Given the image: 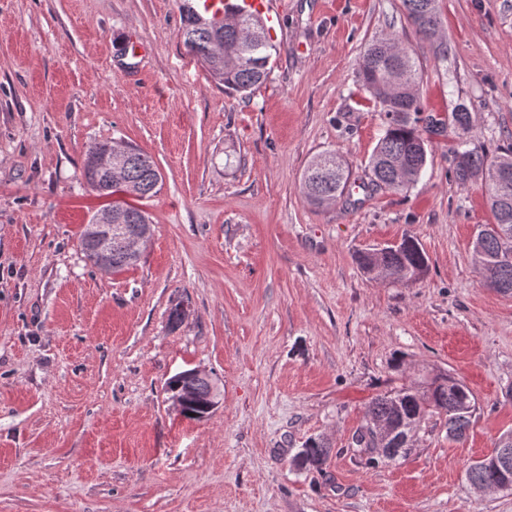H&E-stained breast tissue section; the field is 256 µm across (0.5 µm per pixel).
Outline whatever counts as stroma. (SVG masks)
Wrapping results in <instances>:
<instances>
[{
	"mask_svg": "<svg viewBox=\"0 0 512 512\" xmlns=\"http://www.w3.org/2000/svg\"><path fill=\"white\" fill-rule=\"evenodd\" d=\"M440 9L443 56L402 0H280L270 74L244 97L185 50L180 0H0V512H512L465 480L512 429V295L472 262L484 188L452 177L458 140L512 142V0ZM384 31L428 111L473 116L431 136L403 192L368 183L383 120L358 62ZM98 141L163 176L140 202L150 241L117 273L80 246L107 204L82 178ZM326 150L352 186L316 207L301 177ZM406 235L421 281L361 272L359 250ZM188 369L219 386L208 419L165 390ZM440 373L476 398L467 437L433 414L405 456L361 463L371 399ZM312 438L319 472L295 463Z\"/></svg>",
	"mask_w": 512,
	"mask_h": 512,
	"instance_id": "stroma-1",
	"label": "stroma"
}]
</instances>
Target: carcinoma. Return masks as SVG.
<instances>
[{
	"instance_id": "carcinoma-1",
	"label": "carcinoma",
	"mask_w": 512,
	"mask_h": 512,
	"mask_svg": "<svg viewBox=\"0 0 512 512\" xmlns=\"http://www.w3.org/2000/svg\"><path fill=\"white\" fill-rule=\"evenodd\" d=\"M407 18L422 39L439 40V0H402ZM184 26L183 44L206 70L210 78L224 86L228 94L246 93L263 83L270 73V60L276 53L259 20L249 16H231L220 21H207L190 7L181 6ZM362 86L379 105L384 117L383 135L369 161L371 185L390 190L409 189L421 176L427 163L429 140L424 134H439L446 127L445 119L425 113L418 92L419 73L410 49L395 34L382 32L375 36L359 60ZM113 148L107 142H95L87 149L82 176L92 190L112 198V223H149L145 211L126 201L128 197L146 198L156 194L162 175L152 158L143 150L129 145L123 155V177L108 182L104 174L91 164V158ZM453 176L465 185L481 181L494 222L483 224L473 245V262L483 282L493 290L512 294V188L508 202L502 201L503 189L493 181V172L500 163L512 162V144L499 148L494 156L475 149H457ZM351 179L349 166L334 151H323L310 160L302 176L306 200L314 206L336 201L348 192ZM101 230L89 220L84 228L81 246L86 257L97 262ZM139 257L122 251L121 240L112 239L108 268L121 271L137 263ZM357 262L364 274L375 280L404 286L419 281L416 274L428 270V259L420 244L405 237L396 245L381 249L368 248L358 254ZM171 394L185 392L190 397L185 416L201 419L209 402L211 387L204 381L171 377L166 383ZM476 402L471 391L458 379L444 374L418 388H402L376 397L368 406L366 425L353 436L360 453L369 454L379 447L372 426L389 425L398 435L413 436L420 422L429 413L444 415L448 421V438L460 441L466 437ZM512 432L501 436L497 450L484 461H476L466 469V481L476 490L497 489L503 474L512 473ZM327 448L320 441L310 440L297 459L312 460L315 468L324 464Z\"/></svg>"
}]
</instances>
